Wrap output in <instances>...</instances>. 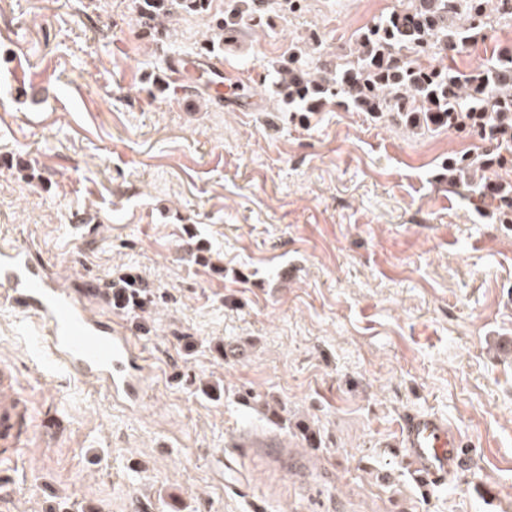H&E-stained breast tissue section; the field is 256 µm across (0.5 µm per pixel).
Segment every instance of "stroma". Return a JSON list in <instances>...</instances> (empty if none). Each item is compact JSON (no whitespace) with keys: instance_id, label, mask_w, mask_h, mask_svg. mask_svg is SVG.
<instances>
[{"instance_id":"stroma-1","label":"stroma","mask_w":512,"mask_h":512,"mask_svg":"<svg viewBox=\"0 0 512 512\" xmlns=\"http://www.w3.org/2000/svg\"><path fill=\"white\" fill-rule=\"evenodd\" d=\"M400 2L269 4L224 51L257 99L240 112L166 78L199 53L196 16L159 43L133 0H0V247L123 326L153 393L130 408L35 354L36 321L0 300V362L34 423L64 422L0 460L11 512H512V223L445 168L478 141L273 103L292 44L351 49ZM19 61L37 92L16 94ZM123 275L147 312L96 296ZM413 410L473 449L455 484L402 465Z\"/></svg>"}]
</instances>
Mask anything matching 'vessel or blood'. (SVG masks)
<instances>
[{
  "mask_svg": "<svg viewBox=\"0 0 512 512\" xmlns=\"http://www.w3.org/2000/svg\"><path fill=\"white\" fill-rule=\"evenodd\" d=\"M174 81L196 74L213 100L240 112L254 105L243 83L224 82V62L217 57L171 58ZM0 299L31 311L45 326L40 346L68 371L95 380L110 396L136 405L143 385L134 371L140 359L133 339L120 327L88 313L83 301L58 287L29 248L0 251ZM32 439L30 410L10 365L0 363V456L9 457ZM398 447L403 464L427 485L452 483L471 470L475 458L458 430L438 414L410 412L400 420Z\"/></svg>",
  "mask_w": 512,
  "mask_h": 512,
  "instance_id": "1",
  "label": "vessel or blood"
}]
</instances>
